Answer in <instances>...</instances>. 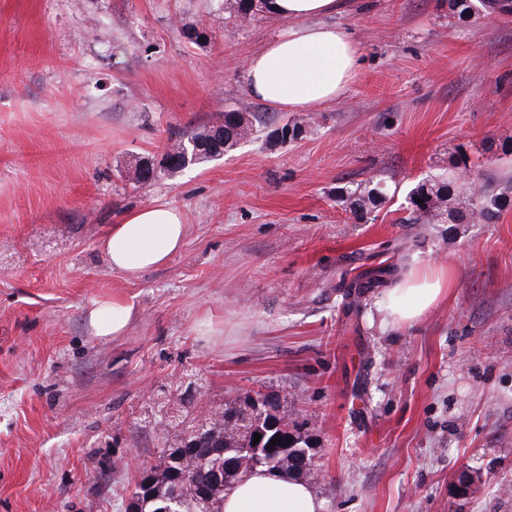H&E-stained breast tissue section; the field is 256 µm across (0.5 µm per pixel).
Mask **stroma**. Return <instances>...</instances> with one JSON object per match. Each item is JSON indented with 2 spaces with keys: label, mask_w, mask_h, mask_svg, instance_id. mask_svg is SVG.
Here are the masks:
<instances>
[{
  "label": "stroma",
  "mask_w": 512,
  "mask_h": 512,
  "mask_svg": "<svg viewBox=\"0 0 512 512\" xmlns=\"http://www.w3.org/2000/svg\"><path fill=\"white\" fill-rule=\"evenodd\" d=\"M335 22L360 50L348 89L278 110L245 66L282 25L240 22L234 0H0V512H125L140 466L257 391L309 439L324 512H512V16L350 0ZM231 110L269 120L132 181ZM434 182L457 217L410 223ZM371 184L383 198L354 211ZM153 202L186 242L130 279L100 241ZM427 265L447 296L386 324L387 289ZM111 294L138 314L100 341L85 311Z\"/></svg>",
  "instance_id": "35a3bbf8"
}]
</instances>
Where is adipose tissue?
<instances>
[{
	"label": "adipose tissue",
	"instance_id": "adipose-tissue-1",
	"mask_svg": "<svg viewBox=\"0 0 512 512\" xmlns=\"http://www.w3.org/2000/svg\"><path fill=\"white\" fill-rule=\"evenodd\" d=\"M345 0H267L270 17L287 22L246 63L252 97L274 108L305 109L339 99L355 76L358 47L349 35L327 21L344 10ZM187 235L180 211L153 203L125 213L112 225L102 249L112 270L128 277L157 268L178 253ZM445 269L410 273L391 288L381 306L391 323L420 320L446 293ZM137 313L121 295L94 300L86 311L92 336L106 341L124 335ZM313 489L292 474L256 468L225 494L221 512H322Z\"/></svg>",
	"mask_w": 512,
	"mask_h": 512
}]
</instances>
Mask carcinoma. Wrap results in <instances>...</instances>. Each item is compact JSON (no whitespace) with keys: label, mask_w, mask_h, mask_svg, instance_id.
Instances as JSON below:
<instances>
[{"label":"carcinoma","mask_w":512,"mask_h":512,"mask_svg":"<svg viewBox=\"0 0 512 512\" xmlns=\"http://www.w3.org/2000/svg\"><path fill=\"white\" fill-rule=\"evenodd\" d=\"M264 2L236 0L237 13L243 20H250L263 11ZM235 116V122L231 125L224 124L220 119L199 131L185 132L170 138L158 163L159 168L176 173L254 138L261 123L259 113L237 112ZM382 196L381 189L376 186L365 194H353L351 205L353 210L359 211L364 209L366 203L373 204ZM476 196L479 216L488 223L494 222L498 212V195L479 189ZM418 198L423 203H416ZM409 199L415 224H435L443 215L452 217L457 213L448 193L443 191L440 184L423 183L412 190ZM258 428L265 432L263 448L266 449L265 457L268 461L263 463L247 451L251 444L237 439L222 419L214 420L206 435L196 440L194 445L162 449L158 462L144 466L134 480L131 498L133 512H164L172 497L178 498L174 512H221L224 493L230 491L238 479L251 470L263 466L298 471V466L289 457L280 455V444L269 446L270 440L279 435L280 431L276 405L269 404L265 419ZM227 448L242 449V452L234 454L235 469L224 473L222 480L216 484H204L212 463L224 458V450Z\"/></svg>","instance_id":"obj_1"}]
</instances>
